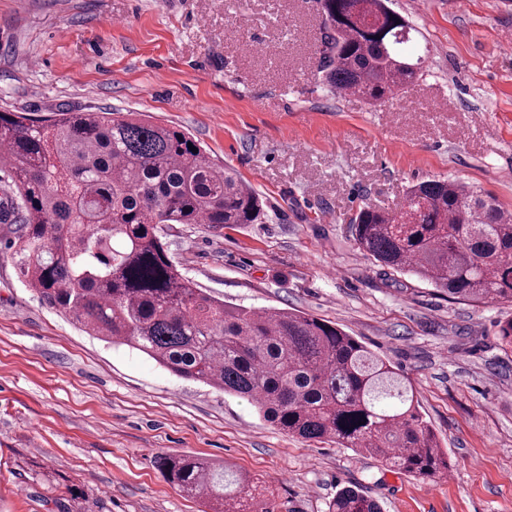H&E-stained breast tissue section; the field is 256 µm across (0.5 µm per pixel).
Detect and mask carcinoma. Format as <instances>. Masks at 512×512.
<instances>
[{
    "instance_id": "cac0c4a2",
    "label": "carcinoma",
    "mask_w": 512,
    "mask_h": 512,
    "mask_svg": "<svg viewBox=\"0 0 512 512\" xmlns=\"http://www.w3.org/2000/svg\"><path fill=\"white\" fill-rule=\"evenodd\" d=\"M318 69L328 86L371 103L421 76L412 27L385 0H316ZM193 145L198 152L189 150ZM9 194L0 224L20 225V274L46 305L173 375L248 399L279 430L330 441L432 479L451 463L392 362L335 325L286 309L226 307L183 274L164 228L260 224L265 202L174 126L135 112L0 111ZM354 241L383 267L464 301L512 302V212L451 180L413 187L399 212L365 206ZM158 467L211 512H273L268 487L189 454ZM328 512H381L344 486Z\"/></svg>"
}]
</instances>
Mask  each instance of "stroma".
Returning a JSON list of instances; mask_svg holds the SVG:
<instances>
[{
  "mask_svg": "<svg viewBox=\"0 0 512 512\" xmlns=\"http://www.w3.org/2000/svg\"><path fill=\"white\" fill-rule=\"evenodd\" d=\"M389 6L428 52L419 82L373 106L322 84L314 0H0V111L140 112L233 167L265 222L171 225L174 261L225 305L302 311L390 357L448 475L290 436L245 399L88 336L23 282L0 224V512H66L74 488L84 512H206L164 479L165 454L233 464L273 489L277 512H327L344 486L383 512H512V352L495 336L512 303L388 270L349 227L430 179L512 210V51L499 42L512 0Z\"/></svg>",
  "mask_w": 512,
  "mask_h": 512,
  "instance_id": "obj_1",
  "label": "stroma"
}]
</instances>
